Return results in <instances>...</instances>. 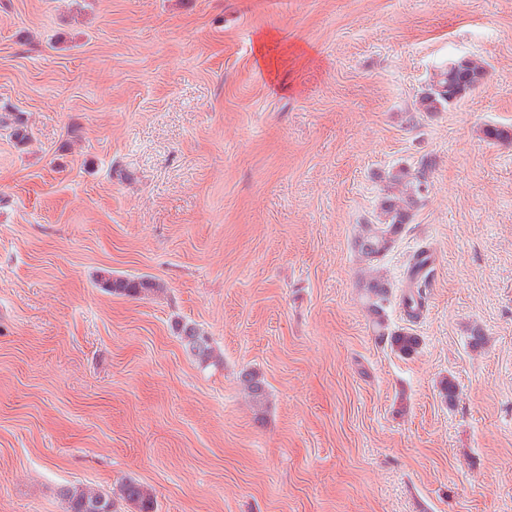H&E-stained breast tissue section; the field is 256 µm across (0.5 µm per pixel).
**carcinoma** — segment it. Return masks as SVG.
Listing matches in <instances>:
<instances>
[{"instance_id": "obj_1", "label": "carcinoma", "mask_w": 512, "mask_h": 512, "mask_svg": "<svg viewBox=\"0 0 512 512\" xmlns=\"http://www.w3.org/2000/svg\"><path fill=\"white\" fill-rule=\"evenodd\" d=\"M487 77L486 68L472 58L460 59L440 70L418 99L422 112H442L463 101L480 87ZM0 130L9 131V137L24 144L30 139L28 125L21 114L0 113ZM483 138L490 144L512 142V129L488 124L483 128ZM385 193L379 203V212L373 222L358 225L355 238L360 264L358 287L362 292L365 309L370 316L375 335L388 340L390 348L402 358L416 354L420 346L419 337L412 333L389 328L387 308L391 304V286L381 262L392 251L406 228L414 210L423 201L426 170H413L407 166L392 168L385 177ZM426 248L422 247L410 259L408 287L412 291L403 297V305L411 317L423 307L422 276H413L422 267ZM101 285L112 294L120 296H145L159 290L156 281L149 277L101 276ZM179 336L185 348L202 364L216 359V350L208 336L196 325L185 323L178 326ZM244 390L252 401L262 406L267 400L264 379L254 371L242 373ZM60 497L65 512H116V503L121 501L134 512H155V496L150 488L133 478L123 480L111 491L91 489L82 485H67L61 488Z\"/></svg>"}]
</instances>
